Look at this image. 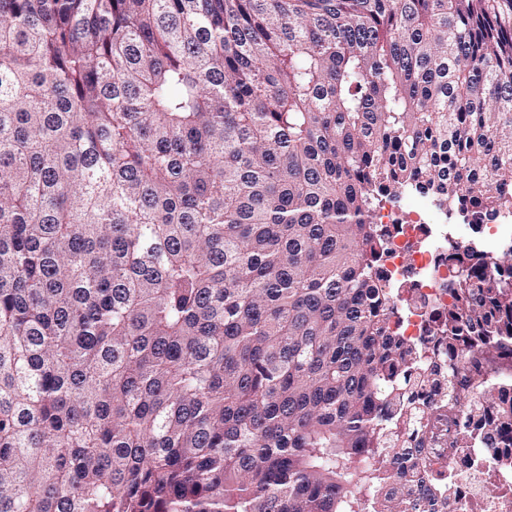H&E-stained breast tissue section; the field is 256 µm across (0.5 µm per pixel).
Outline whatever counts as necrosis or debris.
<instances>
[{"label": "necrosis or debris", "instance_id": "obj_1", "mask_svg": "<svg viewBox=\"0 0 512 512\" xmlns=\"http://www.w3.org/2000/svg\"><path fill=\"white\" fill-rule=\"evenodd\" d=\"M407 205H390L376 215L387 226L381 276L399 288L404 313L397 329L418 343L424 356L434 349L432 336L438 315L447 310V285L454 275L448 264V245L479 247L480 251L512 253V213L493 224H452V211L433 196L406 189ZM424 423L431 436L424 454L434 472H443L452 485L448 512H512V450L490 453L482 446L483 431H461V414L440 391H428Z\"/></svg>", "mask_w": 512, "mask_h": 512}]
</instances>
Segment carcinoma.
<instances>
[{
  "mask_svg": "<svg viewBox=\"0 0 512 512\" xmlns=\"http://www.w3.org/2000/svg\"><path fill=\"white\" fill-rule=\"evenodd\" d=\"M512 210V0H0V512H416L414 391L482 409L512 256L448 245V370L374 213Z\"/></svg>",
  "mask_w": 512,
  "mask_h": 512,
  "instance_id": "obj_1",
  "label": "carcinoma"
}]
</instances>
